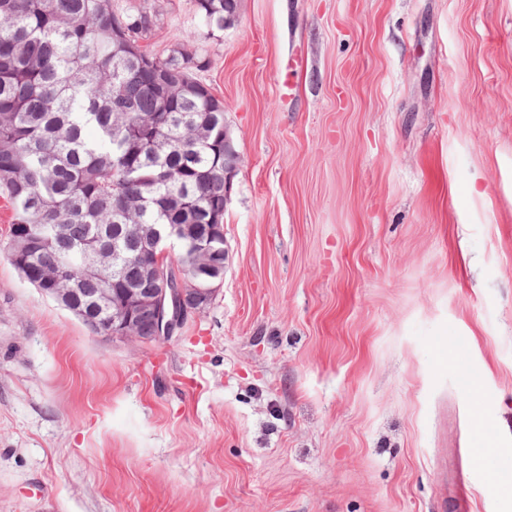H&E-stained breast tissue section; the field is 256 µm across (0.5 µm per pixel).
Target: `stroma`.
<instances>
[{
  "label": "stroma",
  "instance_id": "35a3bbf8",
  "mask_svg": "<svg viewBox=\"0 0 512 512\" xmlns=\"http://www.w3.org/2000/svg\"><path fill=\"white\" fill-rule=\"evenodd\" d=\"M112 4L209 61L229 259L169 340L96 335L0 197V512H512V0ZM196 12L209 36L224 31V22L233 23L239 17L240 0H195Z\"/></svg>",
  "mask_w": 512,
  "mask_h": 512
}]
</instances>
